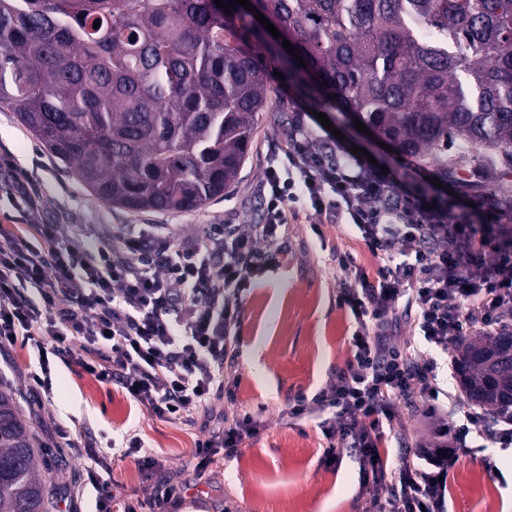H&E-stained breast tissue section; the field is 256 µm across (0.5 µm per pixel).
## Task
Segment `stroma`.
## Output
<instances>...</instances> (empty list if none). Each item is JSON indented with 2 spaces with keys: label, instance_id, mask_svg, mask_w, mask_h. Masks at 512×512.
<instances>
[{
  "label": "stroma",
  "instance_id": "stroma-1",
  "mask_svg": "<svg viewBox=\"0 0 512 512\" xmlns=\"http://www.w3.org/2000/svg\"><path fill=\"white\" fill-rule=\"evenodd\" d=\"M274 104L259 113L248 155L237 182L207 205L180 212H133L98 200L64 165L24 128L15 110L0 106V155L29 170L44 191L41 221L60 227L64 243L78 247L119 246L134 224H158L183 237L200 236L210 224H238L245 213H257L258 185L269 154L285 146V124L291 112L321 108L346 141L387 163L399 151H386L375 136L346 123L339 109L317 106L288 80H274ZM448 178L439 191L454 211L479 197L512 208V174L476 172L472 159L452 148ZM320 224L313 233L312 224ZM287 252L272 263L263 284L243 299V346L235 372L239 385L234 401H214L193 421L162 420L141 409L115 386L103 387L75 364L50 357L52 393L39 403H26L29 372L39 367V349L16 343L0 355L13 369L0 379V390L18 400L27 421L42 423L37 460L51 492L48 512H95L102 493L112 495V512L141 506L154 496L158 478L134 459L114 458L98 484L86 478L85 459L60 458L55 450L56 426L78 445L106 448L126 434L138 435L178 485L183 502L170 512H363L356 463L350 458L325 463V444L315 418L291 420L284 411L298 392L314 393L332 380L349 359L353 326L336 303L340 278L333 251L353 254L368 272L379 265L353 230L344 224H322L300 211L289 223ZM258 414L264 428L240 454L221 460L198 475L194 458L199 440L241 413ZM451 512H512V447L487 448L463 456L448 473Z\"/></svg>",
  "mask_w": 512,
  "mask_h": 512
}]
</instances>
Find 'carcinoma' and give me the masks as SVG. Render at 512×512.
Here are the masks:
<instances>
[{"label": "carcinoma", "mask_w": 512, "mask_h": 512, "mask_svg": "<svg viewBox=\"0 0 512 512\" xmlns=\"http://www.w3.org/2000/svg\"><path fill=\"white\" fill-rule=\"evenodd\" d=\"M253 6L281 33L267 49L292 79L401 153L446 178L464 142L479 163L512 168V0ZM262 39L215 0H0V104L99 200L194 209L235 184L273 105ZM456 367L467 402L512 408L511 332L462 340ZM34 443L0 391V512H46Z\"/></svg>", "instance_id": "cac0c4a2"}]
</instances>
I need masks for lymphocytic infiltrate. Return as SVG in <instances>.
<instances>
[{"mask_svg":"<svg viewBox=\"0 0 512 512\" xmlns=\"http://www.w3.org/2000/svg\"><path fill=\"white\" fill-rule=\"evenodd\" d=\"M30 238L0 226V349L51 340L55 356L77 363L100 386L118 385L138 406L169 420H189L212 400L231 398L236 378L228 359L243 344L242 298L265 273L264 248L278 246L297 204L328 222L348 224L380 265L368 274L353 256L333 252L343 275L336 301L353 320L345 369L313 394L288 405L293 420L314 417L326 440L323 455L358 465L362 487L387 486L365 512H449L445 478L467 439L512 446V414L496 430L486 414L458 405L459 421L441 426L436 447L382 455L386 426L400 423V400L423 401L435 415L445 394L435 359L412 341L398 342L402 317L440 352L464 337L512 330V234L503 213L480 198L471 211H449L427 191L399 186L367 157L336 137L288 118L286 147L267 161L258 187L257 224H210L201 236L129 232L120 247L62 244L55 224H32L40 195L26 170L0 160ZM247 413L199 441L198 473L216 455L231 459L258 438Z\"/></svg>","mask_w":512,"mask_h":512,"instance_id":"f902f5d3","label":"lymphocytic infiltrate"}]
</instances>
